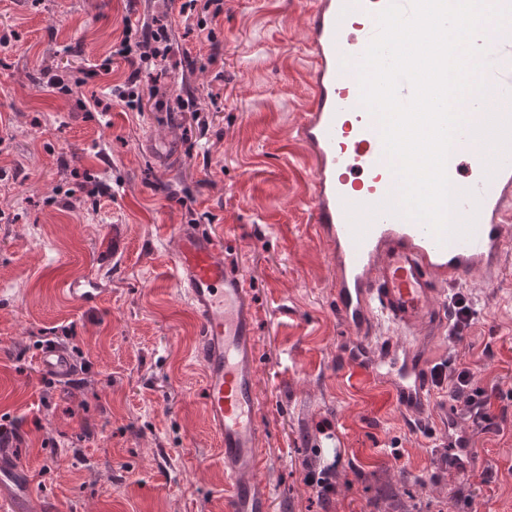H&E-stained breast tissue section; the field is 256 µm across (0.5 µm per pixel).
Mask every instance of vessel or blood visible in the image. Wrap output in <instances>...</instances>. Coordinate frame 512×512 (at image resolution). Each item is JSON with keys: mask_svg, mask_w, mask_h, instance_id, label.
Returning <instances> with one entry per match:
<instances>
[{"mask_svg": "<svg viewBox=\"0 0 512 512\" xmlns=\"http://www.w3.org/2000/svg\"><path fill=\"white\" fill-rule=\"evenodd\" d=\"M387 2L315 0L305 22L313 81L297 132L314 161L310 206L334 267L336 313L355 337L339 370L343 385L378 417L430 413L444 425L448 408L437 402L431 374L410 352L422 337L445 331L447 289L497 281L512 251V153L503 154L489 178L482 146L465 133L457 138L447 173L465 193L459 216L476 219L470 236L442 243L419 222L381 214L355 238L348 206L379 204L396 185L378 124L359 104L354 70L377 32L374 15ZM483 43L493 93L487 104L471 99L463 105L472 124L489 109L512 113V32L488 35ZM167 231L177 243V286L202 328L198 359L209 423L224 451V510L269 512L249 282L227 264L223 239L193 224H171ZM37 363L56 379L75 371L70 352L56 344L42 347ZM450 452L465 466L484 465L464 432L438 443V465ZM7 486L23 500L34 497L27 471L0 453V487Z\"/></svg>", "mask_w": 512, "mask_h": 512, "instance_id": "obj_1", "label": "vessel or blood"}]
</instances>
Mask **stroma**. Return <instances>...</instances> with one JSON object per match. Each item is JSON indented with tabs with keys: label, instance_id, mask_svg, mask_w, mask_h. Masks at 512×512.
<instances>
[{
	"label": "stroma",
	"instance_id": "35a3bbf8",
	"mask_svg": "<svg viewBox=\"0 0 512 512\" xmlns=\"http://www.w3.org/2000/svg\"><path fill=\"white\" fill-rule=\"evenodd\" d=\"M312 6L224 0L209 41L186 35L164 0H0V418L18 426L8 452L31 474L34 512H224L200 326L167 224L228 238L225 259L250 281L270 512H377L390 488L413 512H512V256L476 295L462 341L426 336L416 352L427 369L469 367L506 413L503 435L471 432L485 469L436 466L431 417L376 420L336 377L353 337L292 131ZM160 15L169 39L152 65L165 76L131 112L110 94L130 73L111 52L126 23ZM108 57L110 71L73 94L46 86ZM94 270L107 292L80 304L68 288ZM49 341L72 350L75 379L40 372ZM331 462L322 499L305 476Z\"/></svg>",
	"mask_w": 512,
	"mask_h": 512
}]
</instances>
